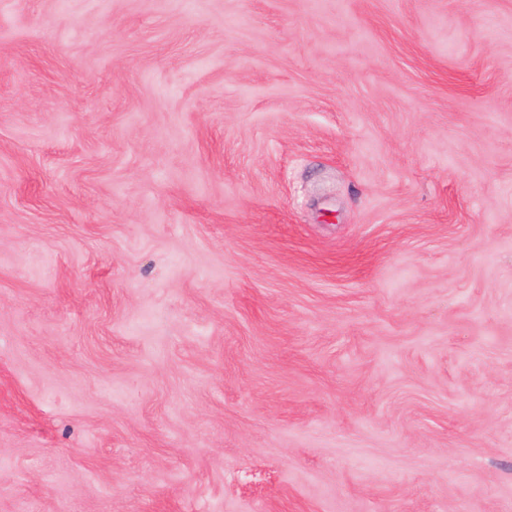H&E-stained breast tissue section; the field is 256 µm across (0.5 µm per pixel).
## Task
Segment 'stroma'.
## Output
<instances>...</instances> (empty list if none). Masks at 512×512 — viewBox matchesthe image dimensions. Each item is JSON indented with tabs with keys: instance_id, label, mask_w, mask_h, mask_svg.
Here are the masks:
<instances>
[{
	"instance_id": "35a3bbf8",
	"label": "stroma",
	"mask_w": 512,
	"mask_h": 512,
	"mask_svg": "<svg viewBox=\"0 0 512 512\" xmlns=\"http://www.w3.org/2000/svg\"><path fill=\"white\" fill-rule=\"evenodd\" d=\"M0 512H512V0H0Z\"/></svg>"
}]
</instances>
